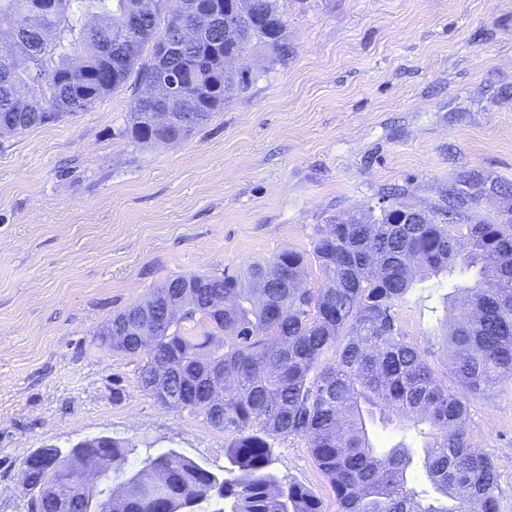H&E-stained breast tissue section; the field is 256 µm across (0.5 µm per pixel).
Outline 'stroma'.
Returning <instances> with one entry per match:
<instances>
[{
	"instance_id": "stroma-1",
	"label": "stroma",
	"mask_w": 512,
	"mask_h": 512,
	"mask_svg": "<svg viewBox=\"0 0 512 512\" xmlns=\"http://www.w3.org/2000/svg\"><path fill=\"white\" fill-rule=\"evenodd\" d=\"M279 5L286 62L252 50L251 87L180 143L120 136L142 91L133 79L88 111L0 137V512L26 510L23 457L96 435L134 443L131 471L165 451L222 469L223 431L162 408L139 384L140 358L97 340L168 279L310 251L326 218L393 194L430 210L463 191L487 220L512 210L501 192L512 186V0ZM452 283L417 285L399 310L407 341L449 386ZM469 411L498 512H512V380ZM272 451L280 476L337 512L304 440Z\"/></svg>"
}]
</instances>
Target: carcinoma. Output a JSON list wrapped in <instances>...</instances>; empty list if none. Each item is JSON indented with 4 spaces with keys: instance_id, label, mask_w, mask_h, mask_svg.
<instances>
[{
    "instance_id": "1",
    "label": "carcinoma",
    "mask_w": 512,
    "mask_h": 512,
    "mask_svg": "<svg viewBox=\"0 0 512 512\" xmlns=\"http://www.w3.org/2000/svg\"><path fill=\"white\" fill-rule=\"evenodd\" d=\"M269 17L239 49L267 48L288 59L278 0H250ZM133 13L132 55L120 42ZM187 0H0V129L10 135L84 112L155 71L180 88L156 103L138 97L120 134L132 144L181 141L224 109L253 78L224 73L220 32L200 27L180 53L162 56L153 38L174 19L189 20ZM170 113L164 125L156 110ZM194 114L186 123L183 115ZM463 201L425 211L394 201L379 212L336 217L317 225L312 250L286 249L240 275L177 276L142 302L112 316V351L146 358L140 385L152 391L168 371L170 387L200 404L211 427L224 431L228 465L214 471L174 451L149 455L126 472L133 448L112 440V471L125 493L112 512H197L219 497L231 512H322L305 485L280 477L271 441H307L336 495L338 512H498V483L486 453L468 437L469 398L512 379V219L460 223ZM318 287L295 288L308 266ZM476 274L461 294L460 317L447 336L450 389L417 346L405 340L398 308L414 286L456 270ZM202 316L210 329L189 336L184 324ZM224 376V401L213 403L210 375ZM398 419L423 439L381 452L369 424ZM38 480L68 491L74 469L93 464L42 448ZM418 469L425 483L408 476Z\"/></svg>"
}]
</instances>
